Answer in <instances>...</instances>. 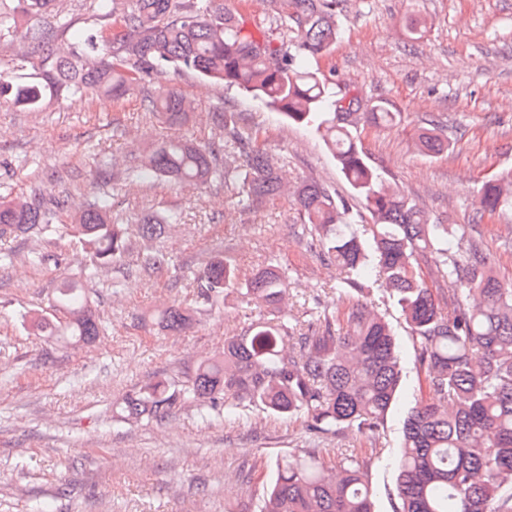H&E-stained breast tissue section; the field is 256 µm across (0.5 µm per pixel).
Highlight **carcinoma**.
I'll return each mask as SVG.
<instances>
[{
  "label": "carcinoma",
  "mask_w": 512,
  "mask_h": 512,
  "mask_svg": "<svg viewBox=\"0 0 512 512\" xmlns=\"http://www.w3.org/2000/svg\"><path fill=\"white\" fill-rule=\"evenodd\" d=\"M288 40L245 25L228 0H124L106 12L124 28L119 47L93 22L67 52L45 48L39 23L55 13L69 20L57 0H0V50L25 63L39 50L33 77L0 73V105L37 112L64 97L119 102L135 95L159 67L192 70L203 79L236 89L291 123L313 129L335 159L352 200L315 180L293 191L306 251L345 273L339 284L357 301L340 318L320 306L301 321L284 316L287 272L269 263L241 280L231 260L216 258L190 282L192 298L205 303L235 291L265 308L267 318L224 342V350L200 361L180 379L157 380L125 396L119 414L137 422H161L193 405L200 417L256 408L300 422L311 447L302 458L276 462L258 512H375V492L365 457L332 462L316 441L353 429L376 442L403 380L401 356L385 316L363 299L386 289L407 325L419 387L441 396L420 402L406 416L396 458L398 504L394 512H512V283L496 275L494 257L477 246L463 248L460 228L430 220L399 186L388 181L359 146L362 121L391 125L399 113L383 101L336 92L319 66L340 37L336 0H286L292 11L269 0ZM143 110L168 124L186 122L187 100L174 88L142 98ZM215 142L169 140L143 155L137 172L184 185L224 183L248 206L285 194V184L257 138L231 116L213 113ZM431 124L416 146L429 156L448 149ZM60 201L40 193L0 202V239L37 229L56 231ZM512 210V168L484 181L473 221ZM371 223H362L363 215ZM177 216H144L139 234L156 239ZM130 225L93 202L71 217L69 231L89 249L93 267L63 281L55 291L57 324L40 313L25 316L39 335L66 345L91 344L103 330L86 294V282L106 268L126 265ZM432 263L448 282L451 310L440 307L419 273ZM167 264L161 251L138 264L149 275ZM163 330L180 335L192 324V308L165 305L154 315Z\"/></svg>",
  "instance_id": "obj_1"
}]
</instances>
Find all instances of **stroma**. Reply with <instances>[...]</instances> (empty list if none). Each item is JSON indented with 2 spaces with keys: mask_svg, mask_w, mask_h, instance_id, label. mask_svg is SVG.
Returning a JSON list of instances; mask_svg holds the SVG:
<instances>
[{
  "mask_svg": "<svg viewBox=\"0 0 512 512\" xmlns=\"http://www.w3.org/2000/svg\"><path fill=\"white\" fill-rule=\"evenodd\" d=\"M70 20L41 25L49 45L73 43L89 25L84 0H61ZM426 16L419 39L406 19ZM341 37L320 66L338 90L386 101L400 113L397 126H360L371 164L396 183L431 220L460 224L465 244L493 254L500 279L512 281V214L473 223V195L481 182L512 166V0H341ZM172 86L194 106L189 121L169 127L150 119L138 97L119 103L64 98L44 112L0 108V199L36 192L59 199L60 226L8 238L14 258L0 264V512H249L278 459L299 457L300 425L252 412L232 421L206 422L195 408L160 423L121 420L112 404L150 380L177 379L201 359L244 332L263 307L231 293L197 306L191 328L174 336L153 324L160 303L186 302V280L215 256L230 259L241 276L278 261L288 269L284 311L302 317L313 300L344 311L352 294L339 289L342 273L305 251L291 196L237 206L223 185L179 186L154 177L131 182L127 168L164 140L211 141V113L230 111L242 131L256 134L289 187L315 179L348 195L335 160L306 127L283 120L237 90L191 72L157 71L146 92ZM438 119L446 152L431 157L415 147V134ZM114 214H177L154 248L169 263L157 273L124 275L108 270L87 289L105 324L92 347L46 341L24 326L22 312L53 311L64 278L90 267L92 257L66 226L97 196ZM45 260L29 263L30 251ZM371 303L391 323L406 377L387 415L369 479L376 512H393L403 419L421 394L406 325L386 291ZM260 478L242 481L244 471Z\"/></svg>",
  "mask_w": 512,
  "mask_h": 512,
  "instance_id": "stroma-1",
  "label": "stroma"
}]
</instances>
